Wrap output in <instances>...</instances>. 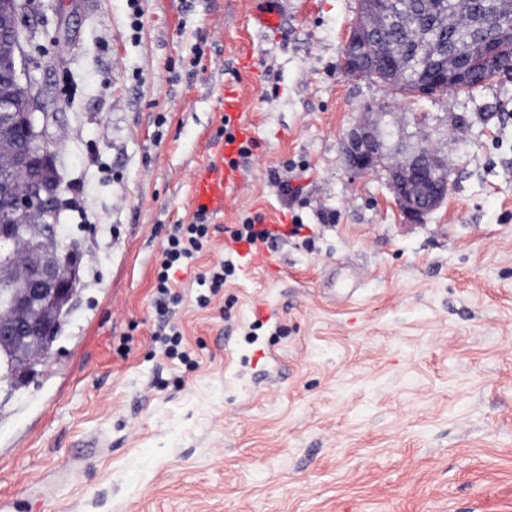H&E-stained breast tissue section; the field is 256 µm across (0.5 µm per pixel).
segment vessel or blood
<instances>
[{
  "label": "vessel or blood",
  "mask_w": 512,
  "mask_h": 512,
  "mask_svg": "<svg viewBox=\"0 0 512 512\" xmlns=\"http://www.w3.org/2000/svg\"><path fill=\"white\" fill-rule=\"evenodd\" d=\"M253 20L259 29L279 27L283 20L280 0H275L272 7L255 9ZM249 124L237 127L233 140L224 142L218 151L219 157L204 165L194 176L192 184L191 201L195 209L218 214L224 210V202L229 192L235 188L239 181V171L225 165L227 157L237 154L241 143L250 139Z\"/></svg>",
  "instance_id": "vessel-or-blood-1"
}]
</instances>
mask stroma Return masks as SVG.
Instances as JSON below:
<instances>
[{"label": "stroma", "mask_w": 512, "mask_h": 512, "mask_svg": "<svg viewBox=\"0 0 512 512\" xmlns=\"http://www.w3.org/2000/svg\"><path fill=\"white\" fill-rule=\"evenodd\" d=\"M31 0L24 63L82 271L49 363L0 388V497L44 512H512V76L430 97L346 75L359 0ZM140 28H133V18ZM235 91L253 128L211 248L154 281ZM448 163V198L407 220L385 171L347 168L356 123ZM298 236L267 264L229 231L254 212ZM233 261L207 306L199 273ZM272 8L263 7L257 8L253 11L254 23L258 29L264 30L269 28H277L281 25L283 20L282 5L280 1H272Z\"/></svg>", "instance_id": "1"}]
</instances>
